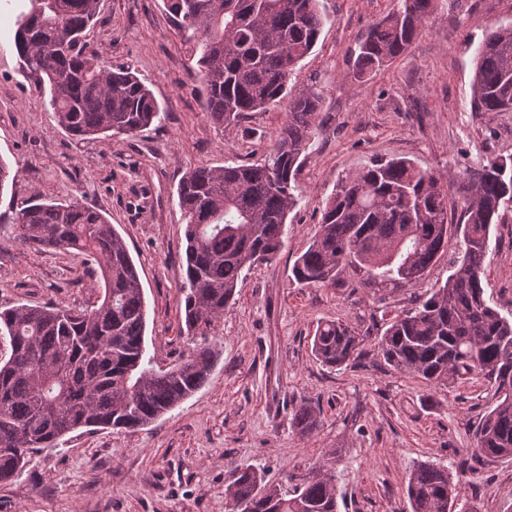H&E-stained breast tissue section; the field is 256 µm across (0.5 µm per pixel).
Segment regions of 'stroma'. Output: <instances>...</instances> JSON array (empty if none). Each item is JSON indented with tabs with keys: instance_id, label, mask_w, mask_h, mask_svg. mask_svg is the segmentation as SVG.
Returning a JSON list of instances; mask_svg holds the SVG:
<instances>
[{
	"instance_id": "35a3bbf8",
	"label": "stroma",
	"mask_w": 512,
	"mask_h": 512,
	"mask_svg": "<svg viewBox=\"0 0 512 512\" xmlns=\"http://www.w3.org/2000/svg\"><path fill=\"white\" fill-rule=\"evenodd\" d=\"M328 16L291 82L323 92L318 129L302 155L299 202L276 262L247 272L234 304L205 334L185 327V222L176 195L195 166L263 159L287 105L251 112L240 125L210 123L197 96L187 45L166 0H100L88 37L102 60L132 67L160 105L133 137L78 141L58 125L13 49L25 0H0V158L19 175L14 198L38 189L98 209L136 264L147 307L146 344L157 368L181 362L200 339L220 353L208 384L145 429H78L40 449L15 481L0 483V512H224L235 470L253 467L292 487L320 466L335 476L339 512H411L407 482L422 462L448 466L461 506L512 512V458L474 453L490 404L482 377L429 390L393 370L377 341L387 322L444 284L442 256L417 286L368 288L357 279L313 288L291 268L318 229L339 178L377 159L405 157L447 179L448 221L458 223L467 170L512 154V112L471 108L473 60L494 26L512 21V0H463L436 10L409 50L365 77L352 74L359 38L393 0H322ZM485 298L512 313V221L495 225ZM80 256L33 251L0 229V307L82 305L95 300ZM339 320L364 339L350 367L329 368L311 351L319 320ZM304 401L320 410L306 437L290 427Z\"/></svg>"
}]
</instances>
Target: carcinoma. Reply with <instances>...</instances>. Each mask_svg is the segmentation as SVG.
<instances>
[{"mask_svg": "<svg viewBox=\"0 0 512 512\" xmlns=\"http://www.w3.org/2000/svg\"><path fill=\"white\" fill-rule=\"evenodd\" d=\"M199 82L207 119L235 128L245 113L288 102L287 119L261 161L198 166L177 185L184 219L186 325L209 326L235 300L244 271L274 261L285 247L288 214L298 204L300 157L317 131L323 92L291 87L296 65L317 43L326 20L320 0H168ZM15 22L14 48L29 78L48 95L59 126L79 141L134 136L159 105L129 66L87 50L99 0H29ZM435 0H396L357 48L361 77L403 55ZM472 108L512 110V23L492 28L474 56ZM463 219L447 223L442 176L407 159L377 160L346 174L326 199L309 247L292 267L306 286L334 288L343 276L365 286L406 287V265L423 279L457 239L448 279L387 322L377 346L385 362L431 390L480 375L491 405L476 428L475 452L512 457V316L485 299L492 226L512 213V155L466 174ZM12 239L35 251L72 250L93 261L101 295L91 305L31 306L0 312L11 353L0 364V482L19 477L31 453L79 428L135 431L206 385L219 353L201 342L169 374L145 346L146 304L123 238L95 208L57 203L39 192L0 214ZM364 339L349 326L320 320L312 352L329 367L348 366ZM318 425L313 407L294 410L300 437ZM229 512H337L335 476L320 469L286 490L251 467L234 472ZM461 486L448 468L416 465L407 496L412 512H456Z\"/></svg>", "mask_w": 512, "mask_h": 512, "instance_id": "carcinoma-1", "label": "carcinoma"}]
</instances>
